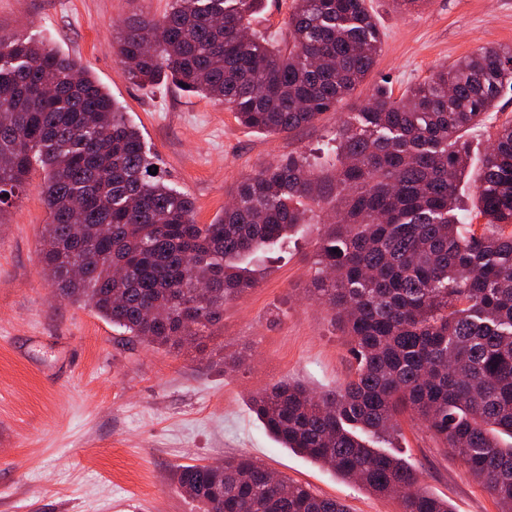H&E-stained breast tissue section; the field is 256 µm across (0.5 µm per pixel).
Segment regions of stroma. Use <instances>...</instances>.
Returning <instances> with one entry per match:
<instances>
[{"instance_id": "obj_1", "label": "stroma", "mask_w": 512, "mask_h": 512, "mask_svg": "<svg viewBox=\"0 0 512 512\" xmlns=\"http://www.w3.org/2000/svg\"><path fill=\"white\" fill-rule=\"evenodd\" d=\"M172 0H0V34L52 43L122 105L197 223L224 209L232 186L291 155L331 175L336 124L377 87L401 96L482 46H512V0H421L396 11L369 0L382 44L354 94L290 136L239 124L223 105L165 82L133 85L115 56L118 27L161 19ZM41 170L0 210V512H197L178 489L182 464L246 454L345 503L349 512H402L398 501L280 447L256 420L253 394L283 380L329 390L347 377V339L305 290L315 273L317 224L295 230L250 267L259 284L228 301L212 335L157 349L87 306L63 299L45 273L39 235L49 221ZM243 353L238 370L224 357ZM395 450L452 512H498L464 462L403 420Z\"/></svg>"}]
</instances>
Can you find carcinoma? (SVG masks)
<instances>
[{
	"instance_id": "cac0c4a2",
	"label": "carcinoma",
	"mask_w": 512,
	"mask_h": 512,
	"mask_svg": "<svg viewBox=\"0 0 512 512\" xmlns=\"http://www.w3.org/2000/svg\"><path fill=\"white\" fill-rule=\"evenodd\" d=\"M264 0H173L160 20L121 32L134 85L163 78L258 131L315 125L351 98L381 45L367 0H294L288 43L252 30ZM512 91V47H480L399 98L379 87L336 125L332 179L288 157L234 185L209 224L155 175L111 95L57 47L0 34V206L43 172L50 221L40 257L63 295L132 337L178 349L220 323L224 303L258 285L244 259L287 238L336 188V220L317 242L310 296L348 337L345 381L316 392L281 381L252 412L282 447L402 512H452L403 458L374 448L410 413L512 512V122L490 136L475 217L459 224L468 129ZM200 512H349L246 455L181 465Z\"/></svg>"
}]
</instances>
